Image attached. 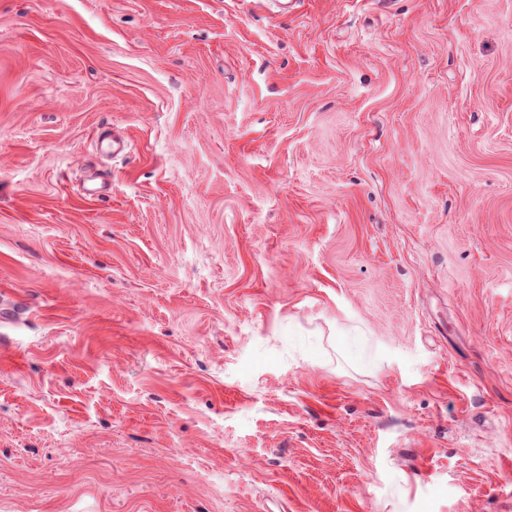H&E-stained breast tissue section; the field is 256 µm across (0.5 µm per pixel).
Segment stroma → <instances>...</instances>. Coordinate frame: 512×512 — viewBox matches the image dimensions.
I'll list each match as a JSON object with an SVG mask.
<instances>
[{"mask_svg": "<svg viewBox=\"0 0 512 512\" xmlns=\"http://www.w3.org/2000/svg\"><path fill=\"white\" fill-rule=\"evenodd\" d=\"M0 512H512V0H0Z\"/></svg>", "mask_w": 512, "mask_h": 512, "instance_id": "stroma-1", "label": "stroma"}]
</instances>
